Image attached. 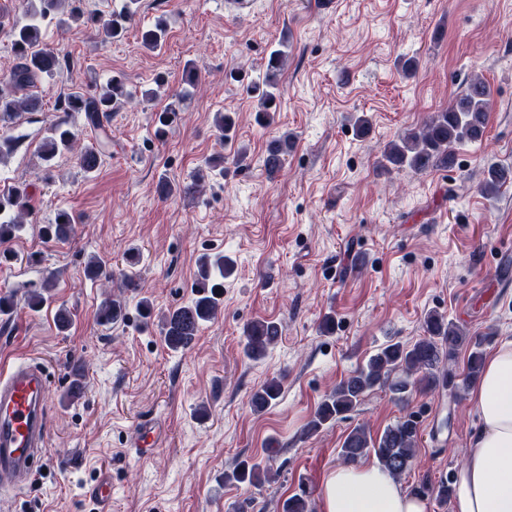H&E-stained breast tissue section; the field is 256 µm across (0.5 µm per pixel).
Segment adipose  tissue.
<instances>
[{
    "instance_id": "1",
    "label": "adipose tissue",
    "mask_w": 512,
    "mask_h": 512,
    "mask_svg": "<svg viewBox=\"0 0 512 512\" xmlns=\"http://www.w3.org/2000/svg\"><path fill=\"white\" fill-rule=\"evenodd\" d=\"M468 402L480 420L455 476L452 512H512V341L485 358ZM317 512H428L426 500L408 493L378 463L340 465L325 477Z\"/></svg>"
}]
</instances>
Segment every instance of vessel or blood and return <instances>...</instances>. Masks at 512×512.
Masks as SVG:
<instances>
[{"label":"vessel or blood","mask_w":512,"mask_h":512,"mask_svg":"<svg viewBox=\"0 0 512 512\" xmlns=\"http://www.w3.org/2000/svg\"><path fill=\"white\" fill-rule=\"evenodd\" d=\"M47 366L25 358L0 369V490L29 485L45 452L48 434ZM99 512H110L112 478L99 473L89 488Z\"/></svg>","instance_id":"b4317fda"}]
</instances>
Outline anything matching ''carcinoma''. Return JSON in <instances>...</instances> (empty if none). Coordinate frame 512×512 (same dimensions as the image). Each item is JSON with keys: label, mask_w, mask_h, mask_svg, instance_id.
<instances>
[{"label": "carcinoma", "mask_w": 512, "mask_h": 512, "mask_svg": "<svg viewBox=\"0 0 512 512\" xmlns=\"http://www.w3.org/2000/svg\"><path fill=\"white\" fill-rule=\"evenodd\" d=\"M138 2L124 0L120 9L108 14L91 13L87 15L86 23L97 27L105 40L121 38L135 22ZM22 4L21 17L12 23L8 31L15 64L8 74L0 77V126L7 128L14 126L28 112L42 111L40 98L32 93V89L62 69L60 52L42 40L43 24L53 21L63 29L69 27V21L81 18L73 7L74 0H22ZM139 33L142 44L154 48L163 41L166 25L159 20L152 26L139 28ZM287 58L288 53L277 47L267 54L262 73L258 76H245L239 72L229 74L232 80L246 84V90L257 98L256 120L261 126L268 127L273 123L280 106V81ZM131 96L120 75L109 78L92 94L80 91L64 94V106L38 146V170L47 173L57 156L73 151L78 140L76 125L72 121L74 115H83L84 126L105 133L113 105ZM489 97L490 88L482 79H470L464 91L447 109L432 115L420 127L403 131L385 145L383 167L423 172L448 166L457 145L482 139L488 123ZM111 147L112 139L105 135L97 146L85 148L78 156L81 170L85 173L94 171L100 155ZM291 148L292 141L286 134L271 139L262 157L264 169L270 173L278 171ZM511 172L496 165L488 167L487 177L480 185L481 193L486 196L496 194L502 185L508 183L507 174ZM201 182L202 178L194 177L191 182L175 187L161 178L158 189L163 195L175 191L194 197L201 192ZM34 211L31 185L14 184L0 193V214L7 215V220H0V244L13 239L22 230L21 217H30ZM74 224L72 213L60 210L53 222L44 226V237L48 240L64 239L71 234ZM234 271V261L227 256H201L191 303L168 312L163 318L164 338L170 349L189 347L200 326L217 318L222 310V280ZM52 288L54 284L48 280L33 286L28 293L29 305L34 309L43 306L50 299ZM125 317V306L118 299L107 300L99 308L98 318L103 324H114ZM424 326L425 336L414 344H389L371 356L364 366L340 379L320 402L306 424L305 433H316L324 425L342 418L375 388L389 390L398 402L407 401L413 391L429 393L439 388L456 397L460 390L481 376L484 361L481 340L468 335L462 326L436 311L425 315ZM279 332V325L274 321L250 322L245 328L246 357L251 360L263 357L268 347L278 339ZM463 346L469 347V355L466 373L458 382L449 364ZM280 393L281 382L269 380L252 394L251 405L260 412L270 406ZM420 435L418 421L412 414L400 417L375 438L365 427L358 426L346 435L339 456L344 463L350 464L372 455L381 466L400 477L411 470ZM270 476L271 463L262 465L242 461L224 473V482L260 485ZM413 493L434 495L446 503L453 496L454 488L446 481L435 483L425 477L414 486ZM282 512H312V506L307 498L292 495L283 502Z\"/></svg>", "instance_id": "1"}]
</instances>
